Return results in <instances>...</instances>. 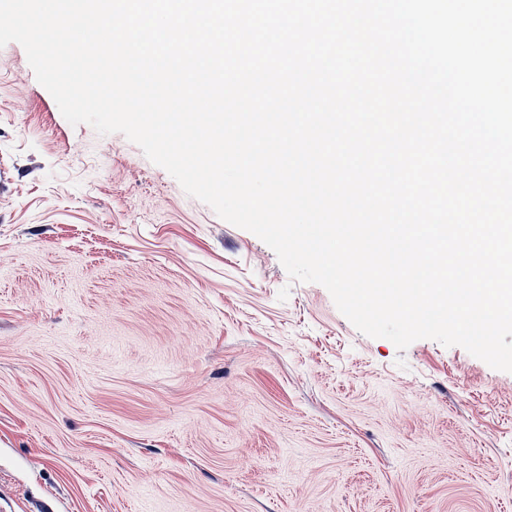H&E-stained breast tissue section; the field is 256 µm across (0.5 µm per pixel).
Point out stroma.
Listing matches in <instances>:
<instances>
[{
  "mask_svg": "<svg viewBox=\"0 0 512 512\" xmlns=\"http://www.w3.org/2000/svg\"><path fill=\"white\" fill-rule=\"evenodd\" d=\"M0 512H512V373L364 335L12 42Z\"/></svg>",
  "mask_w": 512,
  "mask_h": 512,
  "instance_id": "35a3bbf8",
  "label": "stroma"
}]
</instances>
